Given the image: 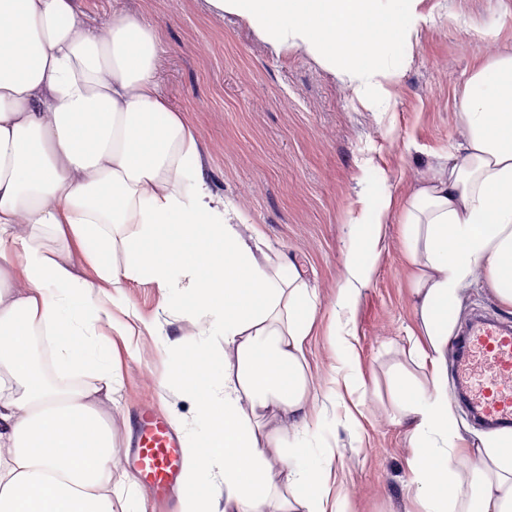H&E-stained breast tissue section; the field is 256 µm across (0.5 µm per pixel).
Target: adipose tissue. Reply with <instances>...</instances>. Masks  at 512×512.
<instances>
[{"instance_id": "adipose-tissue-1", "label": "adipose tissue", "mask_w": 512, "mask_h": 512, "mask_svg": "<svg viewBox=\"0 0 512 512\" xmlns=\"http://www.w3.org/2000/svg\"><path fill=\"white\" fill-rule=\"evenodd\" d=\"M206 2L386 102L396 59L431 22L420 0ZM102 10L97 23L80 0H0V512H141L132 484L112 490L105 410L121 373L103 334L142 333L127 279L154 285L200 337L167 341L164 386L192 406L175 422L180 512H350L329 487L334 448L311 441L315 291L231 224L198 136L162 90L155 27L114 0ZM456 106L461 142L401 213L420 332L409 357L428 375L399 372L392 400L420 512H512V429L467 437L447 381L474 268L512 304V50L474 66ZM392 206L361 209L345 255L334 337L348 354ZM44 228L61 249L38 244ZM83 261L96 281L76 273ZM40 337L50 361L33 354ZM271 448L287 449L281 465Z\"/></svg>"}]
</instances>
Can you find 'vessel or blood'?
I'll return each mask as SVG.
<instances>
[{
	"label": "vessel or blood",
	"instance_id": "b4317fda",
	"mask_svg": "<svg viewBox=\"0 0 512 512\" xmlns=\"http://www.w3.org/2000/svg\"><path fill=\"white\" fill-rule=\"evenodd\" d=\"M456 376L476 419L512 424V326L491 319L470 325L459 343ZM136 432V469L158 492L167 493L180 467L178 444L168 424L145 409L137 416Z\"/></svg>",
	"mask_w": 512,
	"mask_h": 512
}]
</instances>
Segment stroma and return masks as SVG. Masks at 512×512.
Instances as JSON below:
<instances>
[{
  "instance_id": "35a3bbf8",
  "label": "stroma",
  "mask_w": 512,
  "mask_h": 512,
  "mask_svg": "<svg viewBox=\"0 0 512 512\" xmlns=\"http://www.w3.org/2000/svg\"><path fill=\"white\" fill-rule=\"evenodd\" d=\"M121 9L152 20L166 49L163 76L172 106L182 111L205 151L214 193L238 210L245 231L258 232L272 262H292L317 295L307 352L314 384L326 392L344 357L333 345L336 294L344 256L363 204L391 194L395 209L439 156L462 138L455 93L477 61L512 47V0H423L433 23L400 60L387 111H369L298 49L274 50L241 19L210 13L205 0H118ZM499 25L496 40L478 28ZM403 226L386 225L383 258L363 288L351 357L364 376L353 395L356 428L344 426L342 405L327 403L322 438L336 447L335 486L352 512H403L413 493L404 430L394 420L388 369L407 363L415 329L413 270L402 252ZM123 292L160 335L139 338L121 353L123 386L114 396L112 429L119 470L133 471L135 417L155 409L167 421L190 414L182 400L161 401L167 370L164 334L192 326L164 312L151 284L127 280ZM483 312L512 324V306L491 293L482 272L465 292L459 326Z\"/></svg>"
}]
</instances>
